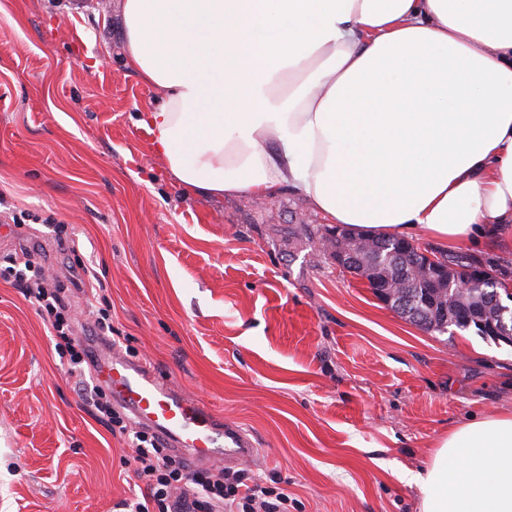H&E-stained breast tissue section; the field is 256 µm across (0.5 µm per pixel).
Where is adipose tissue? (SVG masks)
<instances>
[{
  "mask_svg": "<svg viewBox=\"0 0 512 512\" xmlns=\"http://www.w3.org/2000/svg\"><path fill=\"white\" fill-rule=\"evenodd\" d=\"M141 123L186 189L289 187L353 234L512 232V0H123ZM420 512H512V411L442 438Z\"/></svg>",
  "mask_w": 512,
  "mask_h": 512,
  "instance_id": "1",
  "label": "adipose tissue"
}]
</instances>
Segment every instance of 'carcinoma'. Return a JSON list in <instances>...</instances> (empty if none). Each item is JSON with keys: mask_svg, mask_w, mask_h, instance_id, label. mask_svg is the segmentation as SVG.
<instances>
[{"mask_svg": "<svg viewBox=\"0 0 512 512\" xmlns=\"http://www.w3.org/2000/svg\"><path fill=\"white\" fill-rule=\"evenodd\" d=\"M366 243V254L378 267V273L396 278L400 270L406 277L397 281V296L390 308L402 318L430 333H457L473 331L486 339L496 340L495 329L499 328V305L495 300L496 290H505L507 282L499 281L490 274L493 285L474 284L462 293L455 284L435 287L430 278L420 274L413 266L414 250L402 251L412 242L396 238H369L356 236ZM500 288H494V285Z\"/></svg>", "mask_w": 512, "mask_h": 512, "instance_id": "cac0c4a2", "label": "carcinoma"}]
</instances>
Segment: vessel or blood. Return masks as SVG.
Here are the masks:
<instances>
[{
	"label": "vessel or blood",
	"instance_id": "vessel-or-blood-1",
	"mask_svg": "<svg viewBox=\"0 0 512 512\" xmlns=\"http://www.w3.org/2000/svg\"><path fill=\"white\" fill-rule=\"evenodd\" d=\"M94 376L136 424L152 429L190 466L221 461L236 467L258 453L238 426L163 379L146 361L111 346L97 359Z\"/></svg>",
	"mask_w": 512,
	"mask_h": 512
}]
</instances>
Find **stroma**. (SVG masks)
<instances>
[{
	"label": "stroma",
	"mask_w": 512,
	"mask_h": 512,
	"mask_svg": "<svg viewBox=\"0 0 512 512\" xmlns=\"http://www.w3.org/2000/svg\"><path fill=\"white\" fill-rule=\"evenodd\" d=\"M121 0H0V257L75 311L104 283L113 343L260 448L288 512H419L408 481L458 424L512 409V346L429 333L321 250L293 191L186 192L152 152L161 91L127 62ZM67 224L56 240L46 217ZM37 305L0 279V512H129L144 485L90 414Z\"/></svg>",
	"instance_id": "1"
}]
</instances>
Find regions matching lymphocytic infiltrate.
<instances>
[{
	"mask_svg": "<svg viewBox=\"0 0 512 512\" xmlns=\"http://www.w3.org/2000/svg\"><path fill=\"white\" fill-rule=\"evenodd\" d=\"M0 278L33 299L50 323L56 348L77 366L91 353L75 336L71 305L61 291L52 288L31 260H10L0 268ZM94 414L112 434L127 438L133 450L135 472L146 488L133 512H288V495L283 489L248 483L242 471L204 475L189 471L184 460L166 454L163 441L144 430H132L128 417L113 407L102 389L91 398Z\"/></svg>",
	"mask_w": 512,
	"mask_h": 512,
	"instance_id": "obj_1",
	"label": "lymphocytic infiltrate"
}]
</instances>
